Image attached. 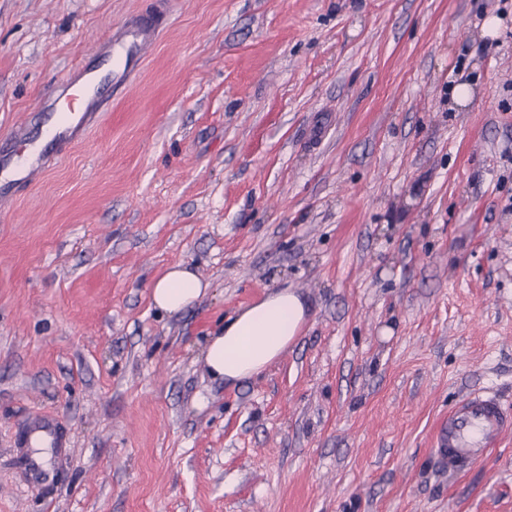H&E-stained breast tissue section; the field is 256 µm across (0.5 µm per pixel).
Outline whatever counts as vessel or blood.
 <instances>
[{"instance_id": "vessel-or-blood-1", "label": "vessel or blood", "mask_w": 512, "mask_h": 512, "mask_svg": "<svg viewBox=\"0 0 512 512\" xmlns=\"http://www.w3.org/2000/svg\"><path fill=\"white\" fill-rule=\"evenodd\" d=\"M168 2L152 0L144 14L113 33L108 49L95 50L93 62L81 71L80 83L64 81L42 99L35 119L46 132L44 143H34L24 131L0 138V206L11 202L15 185L33 183L57 149L83 139L104 105L103 88L123 94L145 50L166 24ZM510 435L512 403L495 387L486 386L463 396L438 424L435 452L450 471H461ZM23 442L34 447L64 444L57 423L50 419L35 422Z\"/></svg>"}]
</instances>
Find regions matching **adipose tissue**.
Masks as SVG:
<instances>
[{"label":"adipose tissue","mask_w":512,"mask_h":512,"mask_svg":"<svg viewBox=\"0 0 512 512\" xmlns=\"http://www.w3.org/2000/svg\"><path fill=\"white\" fill-rule=\"evenodd\" d=\"M206 289L189 266L175 264L154 281L151 304L176 314L193 306ZM304 316L299 295L285 288L244 308L208 338L204 360L209 374L230 385L260 375L294 341Z\"/></svg>","instance_id":"adipose-tissue-1"}]
</instances>
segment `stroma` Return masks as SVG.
Here are the masks:
<instances>
[{"instance_id": "stroma-1", "label": "stroma", "mask_w": 512, "mask_h": 512, "mask_svg": "<svg viewBox=\"0 0 512 512\" xmlns=\"http://www.w3.org/2000/svg\"><path fill=\"white\" fill-rule=\"evenodd\" d=\"M149 4L0 0V137ZM177 263L208 288L163 314ZM281 287L297 338L213 380L209 332ZM491 385L512 401V0H169L0 210V512H512V435L462 474L432 448ZM37 415L70 448L17 447Z\"/></svg>"}]
</instances>
